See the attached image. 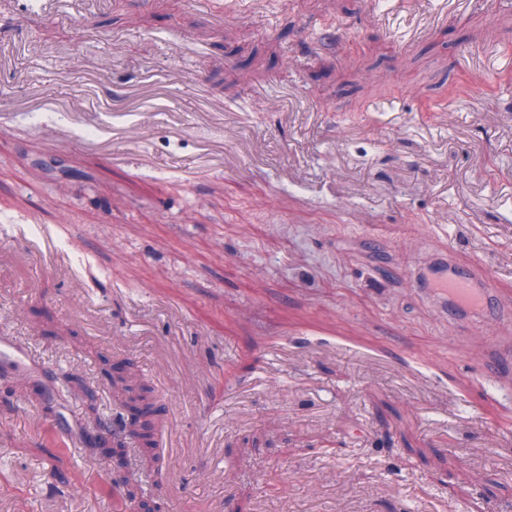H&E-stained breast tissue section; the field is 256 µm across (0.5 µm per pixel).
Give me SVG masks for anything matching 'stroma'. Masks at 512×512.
<instances>
[{
	"label": "stroma",
	"mask_w": 512,
	"mask_h": 512,
	"mask_svg": "<svg viewBox=\"0 0 512 512\" xmlns=\"http://www.w3.org/2000/svg\"><path fill=\"white\" fill-rule=\"evenodd\" d=\"M33 3L0 14V329L83 383L0 372V512H512V0ZM112 125L151 166L86 147ZM448 250L507 314L435 310ZM114 374L164 448L119 473L81 437L127 423Z\"/></svg>",
	"instance_id": "35a3bbf8"
}]
</instances>
